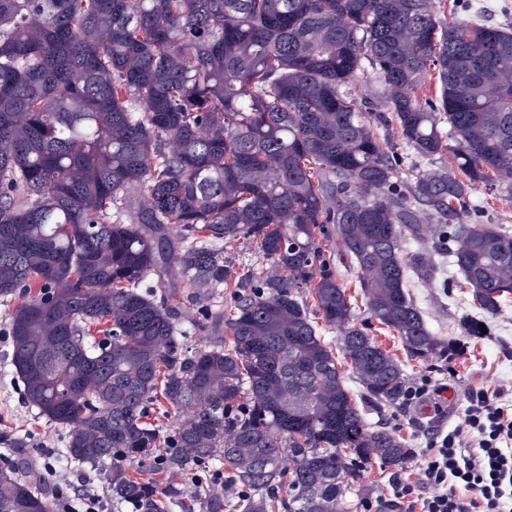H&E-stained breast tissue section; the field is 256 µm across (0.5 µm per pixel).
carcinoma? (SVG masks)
<instances>
[{"label":"carcinoma","instance_id":"1","mask_svg":"<svg viewBox=\"0 0 512 512\" xmlns=\"http://www.w3.org/2000/svg\"><path fill=\"white\" fill-rule=\"evenodd\" d=\"M437 72L440 93L418 95ZM378 80L402 160L356 94ZM475 185L512 192V28L437 20L432 0H0V297L27 404L72 461L112 460V503L162 512L182 489L136 467L228 471L243 512H348L362 464L401 463L366 396L400 363L355 324L324 242L358 270L370 318L406 353L451 354L411 298L453 258L479 337L512 296V236L468 224ZM125 206L130 223L113 219ZM272 269L238 274L224 249ZM231 288L224 308L205 289ZM224 331L192 350L187 305ZM339 331L323 336L316 319ZM100 333L103 339L94 341ZM187 414L173 426L151 414ZM0 512H55L0 468ZM228 252L235 259V268L240 274L256 266V264L266 265L254 244L237 242L228 247Z\"/></svg>","mask_w":512,"mask_h":512}]
</instances>
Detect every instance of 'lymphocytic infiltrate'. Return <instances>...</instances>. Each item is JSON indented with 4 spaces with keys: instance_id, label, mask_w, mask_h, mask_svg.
<instances>
[{
    "instance_id": "f902f5d3",
    "label": "lymphocytic infiltrate",
    "mask_w": 512,
    "mask_h": 512,
    "mask_svg": "<svg viewBox=\"0 0 512 512\" xmlns=\"http://www.w3.org/2000/svg\"><path fill=\"white\" fill-rule=\"evenodd\" d=\"M501 395L473 393L463 418L417 449L416 480L394 483L405 512H512V410Z\"/></svg>"
}]
</instances>
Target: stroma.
Returning a JSON list of instances; mask_svg holds the SVG:
<instances>
[{
    "instance_id": "35a3bbf8",
    "label": "stroma",
    "mask_w": 512,
    "mask_h": 512,
    "mask_svg": "<svg viewBox=\"0 0 512 512\" xmlns=\"http://www.w3.org/2000/svg\"><path fill=\"white\" fill-rule=\"evenodd\" d=\"M433 3L441 21L471 17L489 25H512V0ZM470 200L484 223L497 225L512 235V195L480 186L471 193ZM459 278L458 271L445 262L435 281L415 279L410 287L412 298L423 310L435 336L453 344L448 358H410L386 327H372L375 340L400 362L409 384L425 378L431 381L428 394L414 404L400 400L367 406L368 422L392 432L408 449L423 447L432 433L454 427L475 389L503 388V401L512 406V299L504 302L501 311L490 320L491 335H467L460 321L473 315L474 309L468 294L457 286ZM16 304V299L0 297V456L8 457L19 476H37L43 492L59 486L74 499L92 492L110 500L105 478L110 463L92 466L67 460L65 428L49 424L23 399V387L11 364V340L6 336ZM419 466V460L410 457L396 466H385L374 459L360 468L357 484L369 492L372 503L391 505L395 502L394 477L415 480ZM141 473L160 485L173 483L183 489L181 502L170 504L167 512H197L205 497V488L197 486L189 474L160 473L147 464L142 465Z\"/></svg>"
}]
</instances>
